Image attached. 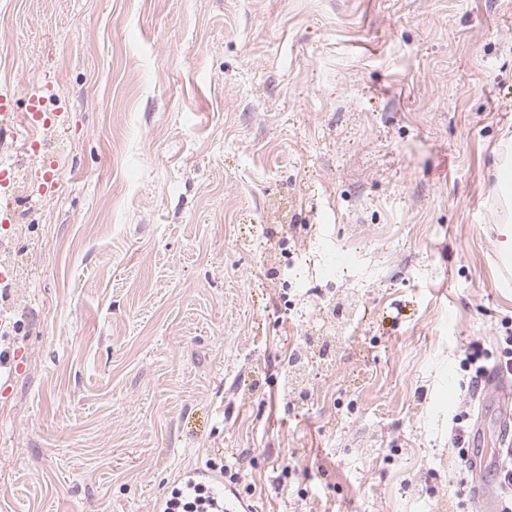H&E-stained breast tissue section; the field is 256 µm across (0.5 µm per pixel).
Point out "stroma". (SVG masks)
Here are the masks:
<instances>
[{
    "label": "stroma",
    "instance_id": "1",
    "mask_svg": "<svg viewBox=\"0 0 512 512\" xmlns=\"http://www.w3.org/2000/svg\"><path fill=\"white\" fill-rule=\"evenodd\" d=\"M1 88L55 119L0 163L65 167L0 189V512H154L231 456L255 512H473L452 421L512 432L464 365L512 329V0H0ZM322 335L317 331L307 333V336L303 337L301 349L288 363V373H307L314 364L327 367L333 362V354L326 342V336Z\"/></svg>",
    "mask_w": 512,
    "mask_h": 512
}]
</instances>
